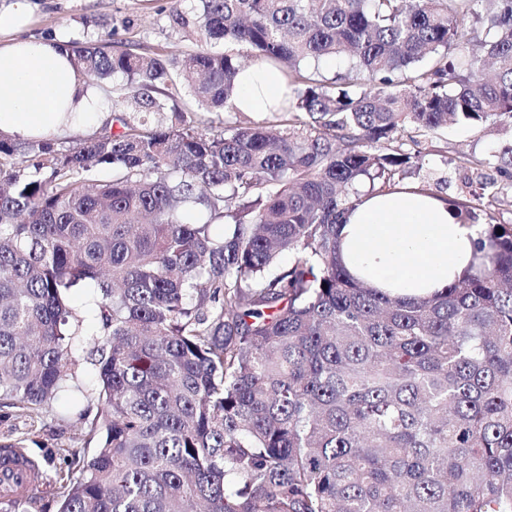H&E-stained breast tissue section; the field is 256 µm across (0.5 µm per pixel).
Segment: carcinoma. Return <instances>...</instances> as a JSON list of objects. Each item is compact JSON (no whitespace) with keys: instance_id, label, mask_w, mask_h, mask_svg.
I'll return each instance as SVG.
<instances>
[{"instance_id":"carcinoma-1","label":"carcinoma","mask_w":512,"mask_h":512,"mask_svg":"<svg viewBox=\"0 0 512 512\" xmlns=\"http://www.w3.org/2000/svg\"><path fill=\"white\" fill-rule=\"evenodd\" d=\"M182 2L175 27L250 60L69 41L139 115L114 100L68 148L0 132V405L45 431L63 394L96 403L59 512H512V224L452 202L484 269L418 300L354 279L339 240L358 180L396 188L405 128L512 121V0ZM481 2L494 38L462 67ZM249 63L288 81L279 130L185 119L233 111Z\"/></svg>"}]
</instances>
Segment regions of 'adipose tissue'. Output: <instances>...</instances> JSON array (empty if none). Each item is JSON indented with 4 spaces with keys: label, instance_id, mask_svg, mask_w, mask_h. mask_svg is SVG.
Wrapping results in <instances>:
<instances>
[{
    "label": "adipose tissue",
    "instance_id": "adipose-tissue-1",
    "mask_svg": "<svg viewBox=\"0 0 512 512\" xmlns=\"http://www.w3.org/2000/svg\"><path fill=\"white\" fill-rule=\"evenodd\" d=\"M31 17V0H0V131L21 139L53 136L105 109L62 40L26 36ZM287 93L278 68L256 64L241 71L232 106L270 112ZM340 236L349 272L394 296L430 295L480 263L479 227L416 191L362 196Z\"/></svg>",
    "mask_w": 512,
    "mask_h": 512
}]
</instances>
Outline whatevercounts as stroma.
I'll use <instances>...</instances> for the list:
<instances>
[{"instance_id":"stroma-1","label":"stroma","mask_w":512,"mask_h":512,"mask_svg":"<svg viewBox=\"0 0 512 512\" xmlns=\"http://www.w3.org/2000/svg\"><path fill=\"white\" fill-rule=\"evenodd\" d=\"M34 21L28 35H53L62 40L111 35L132 52L179 54L195 49L199 38L173 27L172 0H33ZM512 147V124L496 119L473 128L451 125L436 135L405 129L388 145L389 152L416 156L418 163L400 174L398 186L424 189L451 201H466L482 185L507 183L512 166L501 160ZM473 157L463 164L462 156ZM27 453L38 461L43 476L33 492L32 512H57L60 475H80L96 451L77 420L55 428L53 435L34 433Z\"/></svg>"}]
</instances>
